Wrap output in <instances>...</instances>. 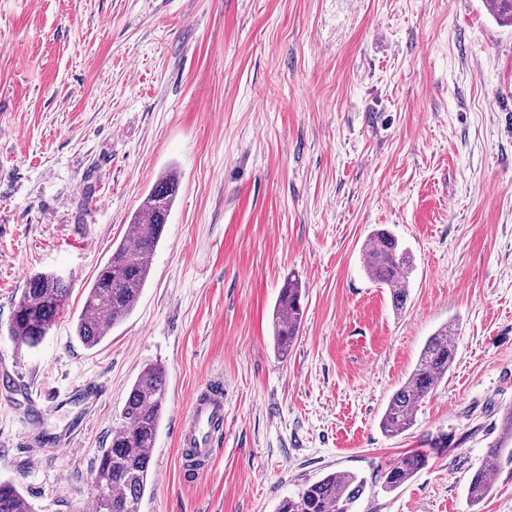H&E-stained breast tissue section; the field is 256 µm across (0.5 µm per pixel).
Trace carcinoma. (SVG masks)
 <instances>
[{
    "label": "carcinoma",
    "instance_id": "cac0c4a2",
    "mask_svg": "<svg viewBox=\"0 0 512 512\" xmlns=\"http://www.w3.org/2000/svg\"><path fill=\"white\" fill-rule=\"evenodd\" d=\"M491 15L497 23L512 26V0H492ZM178 190L179 181L174 175L160 176L130 217L133 239H124L113 247L111 257L98 268L75 328L86 348L98 346L107 332L134 310ZM364 254L368 276L389 289L393 308L402 310L409 294L411 256L386 228L370 234ZM71 290V280L57 273L29 274L8 328L15 345L36 347L64 315ZM302 318L301 288L291 278L281 288L272 313L273 343L281 356H288ZM454 336L455 325L447 322L426 341L414 369L391 396L382 415L380 425L387 435L399 436L410 429L418 402L448 374L455 360ZM165 399V370L158 365L145 366L130 387L109 446L96 459L92 471L93 512H140ZM505 454L512 457V407L503 412L497 438L483 464L472 474L468 485L470 505H477L490 492V472ZM426 465L427 458L421 453L404 455L383 473L384 488H399ZM365 488L366 480L355 473L332 472L305 485L297 495L283 499L278 512H351ZM0 512H34V507L15 484L0 481Z\"/></svg>",
    "mask_w": 512,
    "mask_h": 512
}]
</instances>
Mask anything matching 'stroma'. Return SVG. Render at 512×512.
<instances>
[{
	"mask_svg": "<svg viewBox=\"0 0 512 512\" xmlns=\"http://www.w3.org/2000/svg\"><path fill=\"white\" fill-rule=\"evenodd\" d=\"M164 172L179 191L150 278L85 348L86 287ZM377 228L413 259L399 313L364 270ZM34 271L71 279L69 307L18 347ZM290 278L304 317L282 358ZM451 320L447 376L386 436L389 398ZM149 364L167 395L141 512H275L335 471L367 483L353 512H512V461L467 499L512 406V27L488 0H0V371L24 388L0 387V480L36 512L87 506ZM216 377L224 433L197 480L179 421ZM84 383L96 407L23 424L29 400ZM409 452L427 467L386 491ZM301 294L298 281L288 279L281 288L272 313L273 343L282 357L288 356L299 335L303 318Z\"/></svg>",
	"mask_w": 512,
	"mask_h": 512,
	"instance_id": "stroma-1",
	"label": "stroma"
}]
</instances>
